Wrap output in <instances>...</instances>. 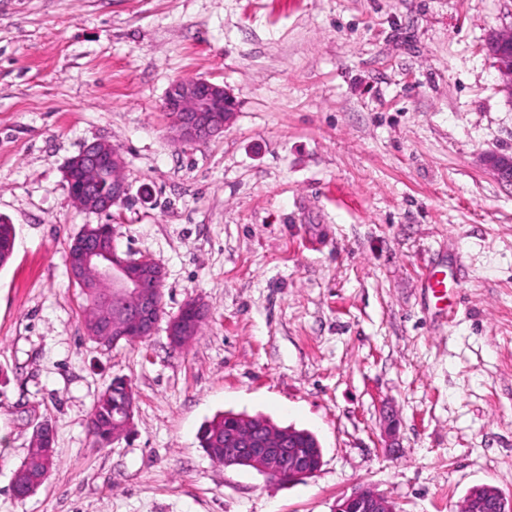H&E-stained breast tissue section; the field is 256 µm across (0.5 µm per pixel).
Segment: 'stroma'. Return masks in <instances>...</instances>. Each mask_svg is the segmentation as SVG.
Listing matches in <instances>:
<instances>
[{
	"mask_svg": "<svg viewBox=\"0 0 512 512\" xmlns=\"http://www.w3.org/2000/svg\"><path fill=\"white\" fill-rule=\"evenodd\" d=\"M512 0H0V512H332L360 486L395 512L512 498V99L489 33ZM223 84V136L178 146L177 79ZM107 141L126 203L77 208L63 168ZM86 224L165 270L163 306L211 314L187 347L165 328L88 339L66 247ZM436 262L447 301L422 286ZM128 433L87 419L113 378ZM394 411L395 424L386 413ZM220 411L313 432L324 463L277 483L213 462ZM49 421L56 468L11 491ZM490 492H494L496 495L491 498ZM492 509L491 512H511L512 511V499L506 497L498 489L492 488L489 485H479L471 488L465 497L461 512H488V509Z\"/></svg>",
	"mask_w": 512,
	"mask_h": 512,
	"instance_id": "1",
	"label": "stroma"
}]
</instances>
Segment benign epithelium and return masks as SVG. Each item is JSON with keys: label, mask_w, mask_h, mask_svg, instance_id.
Listing matches in <instances>:
<instances>
[{"label": "benign epithelium", "mask_w": 512, "mask_h": 512, "mask_svg": "<svg viewBox=\"0 0 512 512\" xmlns=\"http://www.w3.org/2000/svg\"><path fill=\"white\" fill-rule=\"evenodd\" d=\"M487 48L498 57L501 91L512 98V31L491 33ZM163 111L171 115L170 136L178 145H190L221 136L231 124L237 105L224 85L206 79L181 80L171 83L163 100ZM498 177L512 182V156L489 155L485 158ZM124 165L122 154L111 143L93 142L72 157L63 176L73 202L81 208L108 213L129 195L120 176ZM91 267L95 279L87 282L84 271ZM73 281L102 294L103 314L95 319L88 335L99 343L111 340H133L153 336L162 319L156 285L165 279L164 268L145 255L127 259L118 255L104 236L91 233L80 239L69 263ZM209 316L207 303L200 298L188 299L179 313L167 322V335L174 347L189 343L195 325ZM135 399H130L124 416L112 426V441L125 436L133 417ZM46 448L33 459L28 470L14 475L12 488L17 496L33 494L34 485L50 473L53 455V430L47 429ZM293 430L268 431L260 437L235 433L224 440V466L250 467L277 482L302 481L320 470L322 449L304 454L287 446ZM512 512V499L488 485L471 488L461 512ZM333 512H394L390 501L370 487H359L336 501Z\"/></svg>", "instance_id": "obj_1"}]
</instances>
